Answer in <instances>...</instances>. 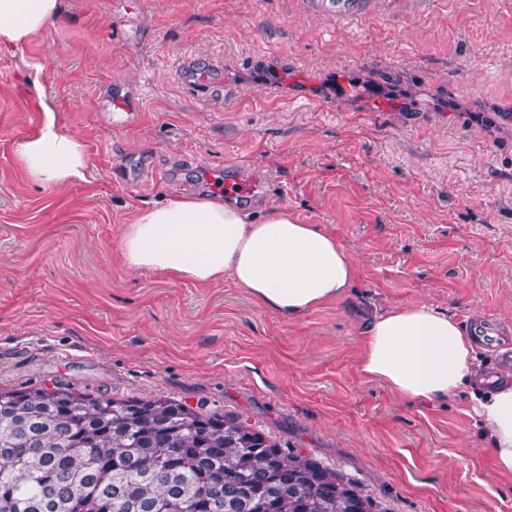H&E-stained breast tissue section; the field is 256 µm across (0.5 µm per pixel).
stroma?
<instances>
[{"mask_svg": "<svg viewBox=\"0 0 512 512\" xmlns=\"http://www.w3.org/2000/svg\"><path fill=\"white\" fill-rule=\"evenodd\" d=\"M0 55V388L164 395L240 416L360 483L382 512H512L469 397L423 404L359 371L373 311L427 302L512 326V0H374L350 29L302 0H61ZM221 89L190 87L189 61ZM141 97L112 128L109 94ZM81 134L84 179L41 186L14 146L40 101ZM243 164L333 233L350 296L288 320L231 280L129 272L139 207ZM164 168V183L127 172Z\"/></svg>", "mask_w": 512, "mask_h": 512, "instance_id": "stroma-1", "label": "stroma"}]
</instances>
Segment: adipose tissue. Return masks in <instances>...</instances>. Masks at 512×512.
Returning a JSON list of instances; mask_svg holds the SVG:
<instances>
[{
	"instance_id": "ef3b65f1",
	"label": "adipose tissue",
	"mask_w": 512,
	"mask_h": 512,
	"mask_svg": "<svg viewBox=\"0 0 512 512\" xmlns=\"http://www.w3.org/2000/svg\"><path fill=\"white\" fill-rule=\"evenodd\" d=\"M61 13V0H0V52L14 53ZM34 136L15 148L42 185L83 179L81 137L62 128L52 107ZM126 269L193 284L231 279L251 299L287 319L312 313L353 288L357 267L331 233L298 223L287 207L250 217L222 195H180L140 208L124 225ZM359 370L402 399L434 403L469 393L488 428L495 467L512 475V375L485 378L473 339L448 312L427 303L388 309L366 323Z\"/></svg>"
}]
</instances>
